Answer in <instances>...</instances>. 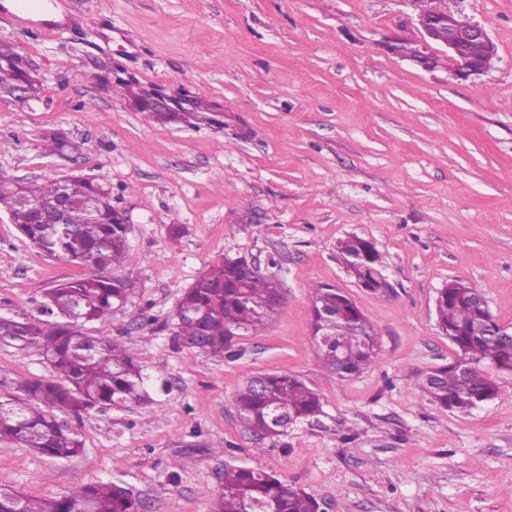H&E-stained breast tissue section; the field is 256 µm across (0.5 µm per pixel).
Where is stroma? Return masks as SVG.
<instances>
[{"mask_svg": "<svg viewBox=\"0 0 512 512\" xmlns=\"http://www.w3.org/2000/svg\"><path fill=\"white\" fill-rule=\"evenodd\" d=\"M47 4L22 18L0 0V41L40 80L27 105L0 97V172L111 184L134 286L84 332L132 349L149 399L84 415V447L67 459L0 440V487L55 497L114 481L143 512H210L231 463L287 479L321 512H512V374L493 371L502 392L468 414L421 388L454 356L434 309L448 282L481 289L512 328V0H451L497 47L493 68L466 81L381 49L387 36L417 39L414 0ZM156 90L178 100V118L141 111ZM52 134L79 151L49 152ZM351 234L382 253L388 294L348 272L336 246ZM239 256L280 285L264 331L241 333L232 360L175 347L183 291ZM83 272L0 209V314L36 316L44 289ZM325 284L375 329L377 360L361 375L321 363L311 309ZM283 372L322 411L263 439L235 394ZM52 375L36 349L0 344V400L18 378Z\"/></svg>", "mask_w": 512, "mask_h": 512, "instance_id": "stroma-1", "label": "stroma"}]
</instances>
